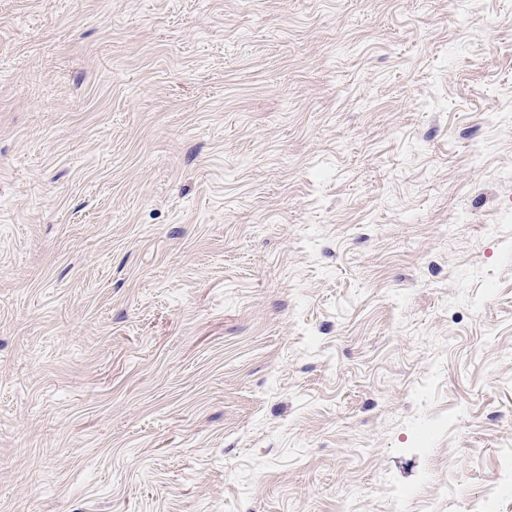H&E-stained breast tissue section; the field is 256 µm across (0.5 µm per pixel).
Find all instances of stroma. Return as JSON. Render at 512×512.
Here are the masks:
<instances>
[{
	"instance_id": "obj_1",
	"label": "stroma",
	"mask_w": 512,
	"mask_h": 512,
	"mask_svg": "<svg viewBox=\"0 0 512 512\" xmlns=\"http://www.w3.org/2000/svg\"><path fill=\"white\" fill-rule=\"evenodd\" d=\"M0 512H512V0H0Z\"/></svg>"
}]
</instances>
